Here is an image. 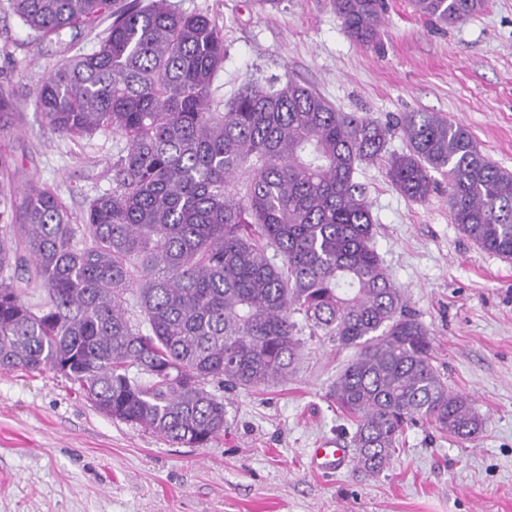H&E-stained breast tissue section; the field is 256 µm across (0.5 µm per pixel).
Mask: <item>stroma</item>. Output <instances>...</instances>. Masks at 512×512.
Masks as SVG:
<instances>
[{"instance_id": "stroma-1", "label": "stroma", "mask_w": 512, "mask_h": 512, "mask_svg": "<svg viewBox=\"0 0 512 512\" xmlns=\"http://www.w3.org/2000/svg\"><path fill=\"white\" fill-rule=\"evenodd\" d=\"M213 17L228 56L211 88L223 103L252 79L293 78L336 109L378 120L435 112L465 126L512 171V0H485L466 22L435 24L409 0H387L380 39L361 47L331 0H171ZM60 59L0 12V86L18 100L0 131L17 173L58 191L74 218L112 187L124 142L111 132L53 134L34 91ZM375 218L374 242L429 329L433 363L469 396L483 434L459 442L433 424L409 427L404 449L367 477L345 463L310 465L313 449L349 446L353 429L330 389L354 351L303 329L288 379L223 392V432L207 446L176 445L91 406L64 375L0 370V512H512V261L463 236L448 210V179L423 203L392 186L384 163L356 173Z\"/></svg>"}]
</instances>
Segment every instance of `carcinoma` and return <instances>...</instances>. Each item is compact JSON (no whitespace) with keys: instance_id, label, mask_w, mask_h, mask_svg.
I'll list each match as a JSON object with an SVG mask.
<instances>
[{"instance_id":"carcinoma-1","label":"carcinoma","mask_w":512,"mask_h":512,"mask_svg":"<svg viewBox=\"0 0 512 512\" xmlns=\"http://www.w3.org/2000/svg\"><path fill=\"white\" fill-rule=\"evenodd\" d=\"M6 2L37 44L69 50L74 29L97 39L41 80L34 102L51 130L71 139L110 130L126 144L112 190L79 224L37 181L5 194L14 160L0 152V368L54 370L105 414L202 447L226 422L208 382L249 391L287 380L302 320L355 350L332 396L353 418L357 472L389 467L418 420L478 438L484 419L433 366L430 332L383 267L371 205L354 182L399 129L406 151L389 155L393 187L424 202L432 173L448 176L459 231L512 261V172L467 128L433 112L385 123L339 112L291 79L276 89L249 81L220 110L211 87L226 49L210 16L169 0ZM332 5L354 42L377 39L383 0ZM411 5L452 25L484 0ZM15 105L0 89V128ZM31 288L43 300L32 302Z\"/></svg>"}]
</instances>
